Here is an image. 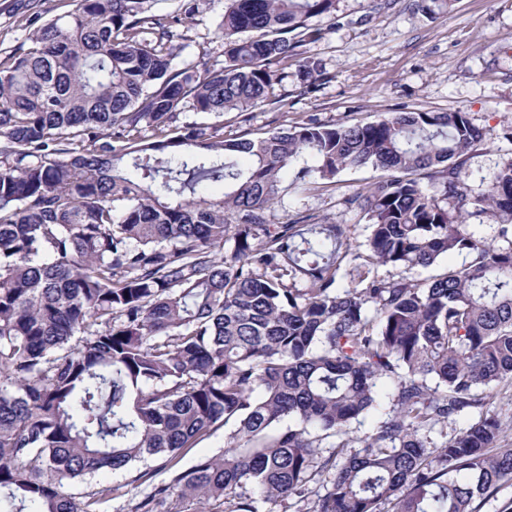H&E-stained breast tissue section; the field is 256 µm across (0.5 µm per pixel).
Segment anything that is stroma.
Returning a JSON list of instances; mask_svg holds the SVG:
<instances>
[{
    "label": "stroma",
    "instance_id": "stroma-1",
    "mask_svg": "<svg viewBox=\"0 0 512 512\" xmlns=\"http://www.w3.org/2000/svg\"><path fill=\"white\" fill-rule=\"evenodd\" d=\"M376 2L339 0L336 19L312 18L323 37L311 53L327 80L306 92L298 62L282 63L285 77L275 86L282 104L258 106L243 116L225 113V135L263 137L306 119L371 122L388 112L460 110L493 133L492 142L475 147L466 162L471 187L485 188L501 159L512 156V0H453L450 11L433 17L420 10L419 0H387L382 9ZM197 5L194 20L173 28V68L186 60L202 70L224 64L219 27L224 0H197ZM69 8V0H0V58ZM314 164L302 156L289 166L287 191L269 213L270 222L311 214L355 225L358 237H365L359 213L345 201L375 183L378 172L348 169L330 186L308 190L296 177Z\"/></svg>",
    "mask_w": 512,
    "mask_h": 512
}]
</instances>
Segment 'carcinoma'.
<instances>
[{
    "mask_svg": "<svg viewBox=\"0 0 512 512\" xmlns=\"http://www.w3.org/2000/svg\"><path fill=\"white\" fill-rule=\"evenodd\" d=\"M336 2L225 0L224 66L202 74L172 68L180 18L150 0H72L0 59V512H94L125 485L82 505L65 487L152 458L169 477L145 512L168 497L258 512L330 469L310 512H480L512 480L491 410L512 386V157L477 194L465 168L490 130L461 111L260 138L177 124L187 104L282 102L274 67L289 58L311 90L325 71L308 20ZM305 155L311 185L383 172L347 199L364 240L311 215L268 221ZM482 217L490 240L471 230ZM450 256L463 261L441 266ZM218 423L234 427L224 453L178 469Z\"/></svg>",
    "mask_w": 512,
    "mask_h": 512,
    "instance_id": "obj_1",
    "label": "carcinoma"
}]
</instances>
